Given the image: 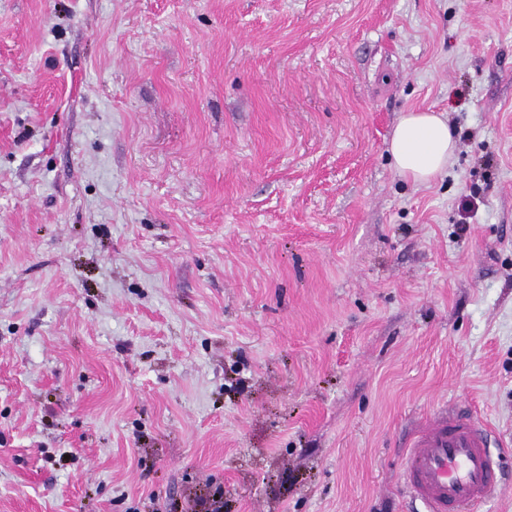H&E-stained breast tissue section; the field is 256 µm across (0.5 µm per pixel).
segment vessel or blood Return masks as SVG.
<instances>
[{
    "label": "vessel or blood",
    "mask_w": 512,
    "mask_h": 512,
    "mask_svg": "<svg viewBox=\"0 0 512 512\" xmlns=\"http://www.w3.org/2000/svg\"><path fill=\"white\" fill-rule=\"evenodd\" d=\"M404 476L411 497L426 512H476L501 486L485 428L457 405L438 411L411 433Z\"/></svg>",
    "instance_id": "vessel-or-blood-1"
}]
</instances>
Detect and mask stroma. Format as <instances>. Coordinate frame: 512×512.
Wrapping results in <instances>:
<instances>
[{
	"label": "stroma",
	"instance_id": "35a3bbf8",
	"mask_svg": "<svg viewBox=\"0 0 512 512\" xmlns=\"http://www.w3.org/2000/svg\"><path fill=\"white\" fill-rule=\"evenodd\" d=\"M453 403L512 512V0H0V512H424ZM457 140L440 112H405L393 131L389 152L402 176L428 184L448 168Z\"/></svg>",
	"mask_w": 512,
	"mask_h": 512
}]
</instances>
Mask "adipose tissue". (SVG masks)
<instances>
[{
  "label": "adipose tissue",
  "mask_w": 512,
  "mask_h": 512,
  "mask_svg": "<svg viewBox=\"0 0 512 512\" xmlns=\"http://www.w3.org/2000/svg\"><path fill=\"white\" fill-rule=\"evenodd\" d=\"M457 140L443 114L411 111L404 113L395 127L389 152L402 176L427 184L447 169Z\"/></svg>",
  "instance_id": "adipose-tissue-1"
}]
</instances>
